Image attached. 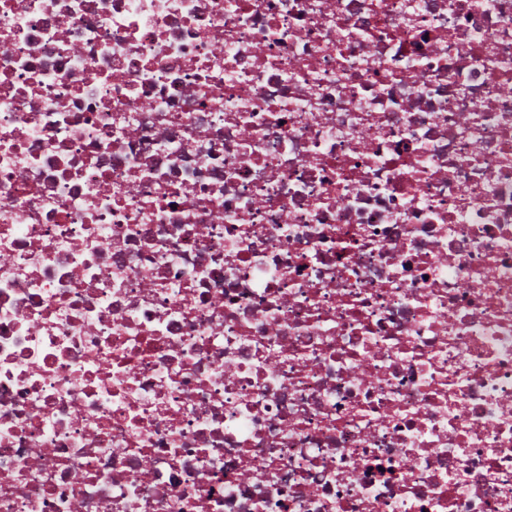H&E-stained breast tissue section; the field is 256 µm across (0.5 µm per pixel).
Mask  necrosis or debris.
<instances>
[{"instance_id":"obj_1","label":"necrosis or debris","mask_w":512,"mask_h":512,"mask_svg":"<svg viewBox=\"0 0 512 512\" xmlns=\"http://www.w3.org/2000/svg\"><path fill=\"white\" fill-rule=\"evenodd\" d=\"M0 512H512V0H0Z\"/></svg>"}]
</instances>
